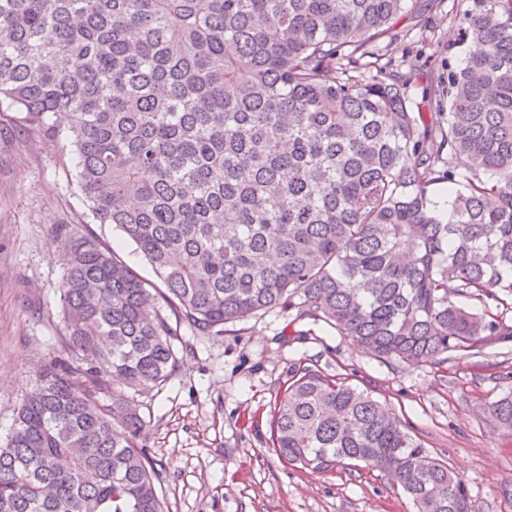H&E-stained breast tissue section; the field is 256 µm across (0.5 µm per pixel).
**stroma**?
<instances>
[{
  "label": "stroma",
  "instance_id": "35a3bbf8",
  "mask_svg": "<svg viewBox=\"0 0 512 512\" xmlns=\"http://www.w3.org/2000/svg\"><path fill=\"white\" fill-rule=\"evenodd\" d=\"M407 0L389 48L404 62L410 96L441 77L447 59L468 47L430 54L422 38L449 40L447 10L411 30ZM91 230L132 269L156 275L110 224L87 211L61 143L10 128L0 131V442L49 355L67 356L59 287L68 256L61 235ZM285 314L227 325L224 334L181 326L177 372L158 389L129 392L145 421L143 443L156 464L165 512H416L408 495L377 469L309 471L284 466L271 450L269 420L294 366L347 379L387 402L413 438L466 481L474 512H512V434L491 402L512 393V343L449 356L419 367L385 362L323 322L283 336Z\"/></svg>",
  "mask_w": 512,
  "mask_h": 512
}]
</instances>
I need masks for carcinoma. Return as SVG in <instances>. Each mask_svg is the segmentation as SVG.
<instances>
[{
	"mask_svg": "<svg viewBox=\"0 0 512 512\" xmlns=\"http://www.w3.org/2000/svg\"><path fill=\"white\" fill-rule=\"evenodd\" d=\"M405 2L0 0V103L74 155L94 220L149 262L176 322L222 334L278 311L442 362L512 339L489 315L512 309V0H452L448 49L481 51L448 64L430 112L380 64ZM62 239L71 356L42 365L0 445V512H163L125 390L175 373L177 329L97 237ZM490 412L512 433L511 394ZM271 444L300 469H378L417 512H472L387 403L317 369L292 370Z\"/></svg>",
	"mask_w": 512,
	"mask_h": 512,
	"instance_id": "carcinoma-1",
	"label": "carcinoma"
}]
</instances>
